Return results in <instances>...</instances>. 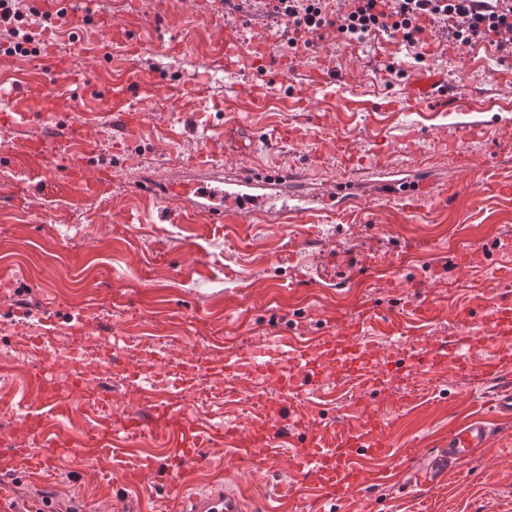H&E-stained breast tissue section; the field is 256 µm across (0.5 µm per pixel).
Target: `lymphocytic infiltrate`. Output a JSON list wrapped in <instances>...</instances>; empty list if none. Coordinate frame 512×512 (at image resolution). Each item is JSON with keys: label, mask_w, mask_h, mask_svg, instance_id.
Returning <instances> with one entry per match:
<instances>
[{"label": "lymphocytic infiltrate", "mask_w": 512, "mask_h": 512, "mask_svg": "<svg viewBox=\"0 0 512 512\" xmlns=\"http://www.w3.org/2000/svg\"><path fill=\"white\" fill-rule=\"evenodd\" d=\"M275 11L287 18L294 30L310 34L329 26L349 43L383 33L415 44L422 32L416 21L424 14L446 22L451 38L463 45L486 42L505 31L512 33V7L503 10L493 5L476 12L472 0H364L337 14L331 13L330 0H276ZM40 25L38 14L27 13L24 0H0V43H7L9 52L31 55Z\"/></svg>", "instance_id": "1"}]
</instances>
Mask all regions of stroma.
Segmentation results:
<instances>
[{"label": "stroma", "mask_w": 512, "mask_h": 512, "mask_svg": "<svg viewBox=\"0 0 512 512\" xmlns=\"http://www.w3.org/2000/svg\"><path fill=\"white\" fill-rule=\"evenodd\" d=\"M97 6L117 20L137 14L158 33L125 56L114 53L107 30L48 19L41 42L69 56L91 91L74 94L33 55L0 70V88L24 85V108L43 115L0 128V351L12 354L0 374L14 380L11 393L0 395V430L34 451L39 441L26 412L47 414L46 437L75 444L103 422L95 397L70 390L68 363L58 366V386L73 401L65 417L51 419V405L33 390L44 361L21 347L48 332L100 374L116 420L144 395L129 373L160 377L171 365L185 389L160 401L187 407L198 430L224 420L259 431L270 409L290 408L279 448L244 458L228 440L206 448L208 462L187 481L188 495L225 486L243 497L246 512H512V420L498 422L490 447L440 482L408 484L411 464L447 441L459 421L490 416L495 383L452 368L395 372L396 361L465 332L491 302L512 297V52L487 42L460 47L438 29L433 49L417 56L381 35L349 44L326 27L294 52L292 69L262 77L211 65L212 51L229 30L242 47L289 55L292 32L278 15H211L195 0ZM318 62L330 75L319 86L310 76ZM128 66L155 95L137 125L102 123L94 90ZM424 71L447 78L462 99L458 108L409 106L410 83ZM192 84L203 86V96L190 94ZM228 117L245 149L237 157L224 152ZM59 118L82 124L95 147L84 181L63 179L80 143L42 165L23 154ZM462 122L472 133L459 130ZM203 151L221 169L288 170L308 193L349 180L359 200L285 224L260 215L160 223L159 210L173 204L170 182L190 188L198 175L181 166ZM378 158L382 168L367 172ZM99 169L110 172V185L97 186ZM386 182L399 183L400 193L378 197ZM421 299L431 308L420 314L414 304ZM341 327L363 336L377 384L338 372L320 395L293 398L273 381L256 383L243 363L258 345L283 337L318 353ZM109 331L124 338L113 365L104 361ZM157 336L172 339L168 359L150 343ZM212 384L223 385V402L198 408L196 387ZM373 409L390 419L391 453L365 461L364 487L325 507L321 478L303 466L298 444L309 435L363 431ZM173 446L169 430L156 427L101 441L89 456L58 458L48 470L0 459V481L18 498L33 493L56 510L178 512L163 464Z\"/></svg>", "instance_id": "stroma-1"}]
</instances>
